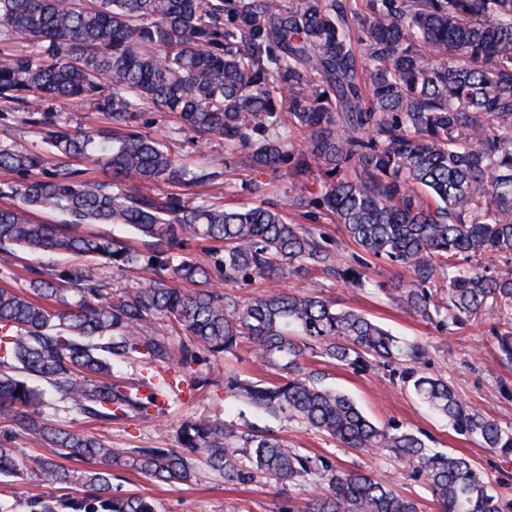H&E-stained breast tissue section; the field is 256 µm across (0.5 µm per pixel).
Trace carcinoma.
<instances>
[{"mask_svg":"<svg viewBox=\"0 0 512 512\" xmlns=\"http://www.w3.org/2000/svg\"><path fill=\"white\" fill-rule=\"evenodd\" d=\"M0 106L90 101L110 126L83 132L43 120L41 150L0 145V252L18 248L81 257L52 273L29 269L27 287L0 286V419L35 434L53 453L92 468H65L0 441V475L48 478L76 494L33 495L24 512H155L138 494H116L128 470L172 484L198 464L226 484L258 478L319 481L281 512H421L388 476L345 470L275 434L232 423L186 422L179 448H114L105 438L48 422L43 392L110 424L168 403L169 382L133 388L112 362L178 365L248 353L277 381L234 378L227 388L253 407L284 413L347 448L389 449L421 477L440 512H504L485 474L459 454L434 451L397 425L380 428L311 358L356 369L390 368L453 430L512 457V427L469 406L448 381L419 373L425 349L333 300L268 289L244 302L212 288L240 278L277 282L320 271L365 285L363 262L277 207L218 202L216 173L190 169L165 140L138 130L140 114L172 113L200 140L235 147L255 177L292 168L288 211L321 210L362 253L408 272L393 300L443 325L487 322L512 361V0H0ZM288 113L283 124L281 113ZM104 177L87 181L73 162ZM316 177L319 189L307 187ZM182 192H146L147 185ZM209 188L193 202L186 193ZM51 209L58 224L33 218ZM90 224H123L154 247L163 274L112 300L96 269L134 268L141 255ZM210 244L212 261L174 258L172 247ZM446 284L439 296L436 283ZM160 320L179 349L150 329Z\"/></svg>","mask_w":512,"mask_h":512,"instance_id":"cac0c4a2","label":"carcinoma"}]
</instances>
